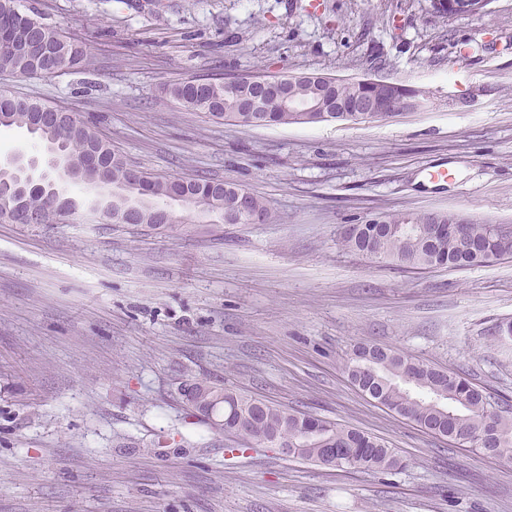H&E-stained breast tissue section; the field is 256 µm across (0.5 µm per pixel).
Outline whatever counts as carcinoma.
Returning a JSON list of instances; mask_svg holds the SVG:
<instances>
[{"mask_svg": "<svg viewBox=\"0 0 512 512\" xmlns=\"http://www.w3.org/2000/svg\"><path fill=\"white\" fill-rule=\"evenodd\" d=\"M91 65L87 46L57 27L23 12L17 0H0V72L19 76L54 75ZM250 76L227 80L210 77L198 85L188 81L173 83L165 93L180 105L201 112L211 120L239 122L241 102L252 87ZM294 91L303 98H336L348 106L358 95V86L348 81H331L321 86L298 81ZM267 114L275 125L303 123V114L285 112L278 100H265ZM20 127L38 136L72 167L81 171V183H96L105 169L110 183L128 180L125 159L95 131L77 118L40 101L18 97L0 90V127ZM151 193L141 196L144 205L181 202L203 215L221 218L230 211L241 188L224 185L220 195L210 194L207 179L165 178L142 172ZM31 209L42 223L58 221L59 203L47 195L27 189L16 169L0 168V214L13 208ZM464 221L461 231L433 238L430 224ZM345 249L365 256L375 250L378 257L412 270L436 267L469 268L512 258V243H506L492 224H481L445 213H397L372 218L358 224L342 237ZM347 377L382 398L384 405L407 417L428 432L450 441L470 444L479 453L487 448L512 450V413L501 403L457 373L418 363L389 348L376 345L356 347L345 364ZM183 393L187 405L216 406V417L228 430L248 433L259 425L258 433L302 449L300 459L320 465L327 457L353 469L387 471L403 466L394 449L380 439L355 428L308 413L289 410L265 400L224 390L207 379L194 378Z\"/></svg>", "mask_w": 512, "mask_h": 512, "instance_id": "1", "label": "carcinoma"}]
</instances>
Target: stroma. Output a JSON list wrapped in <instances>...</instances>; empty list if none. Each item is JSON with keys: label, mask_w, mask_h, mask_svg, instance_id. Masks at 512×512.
<instances>
[{"label": "stroma", "mask_w": 512, "mask_h": 512, "mask_svg": "<svg viewBox=\"0 0 512 512\" xmlns=\"http://www.w3.org/2000/svg\"><path fill=\"white\" fill-rule=\"evenodd\" d=\"M93 64L0 89L76 114L126 161L263 196L269 224L174 206L152 230L91 215L0 223V512H512V462L432 435L354 386L375 344L512 405V258L410 271L345 225L447 211L512 224V0L435 24L430 0H18ZM375 75L424 110L218 124L161 91L193 77ZM448 179L434 183L432 172ZM206 378L382 438L392 471L238 449L180 388Z\"/></svg>", "instance_id": "1"}]
</instances>
